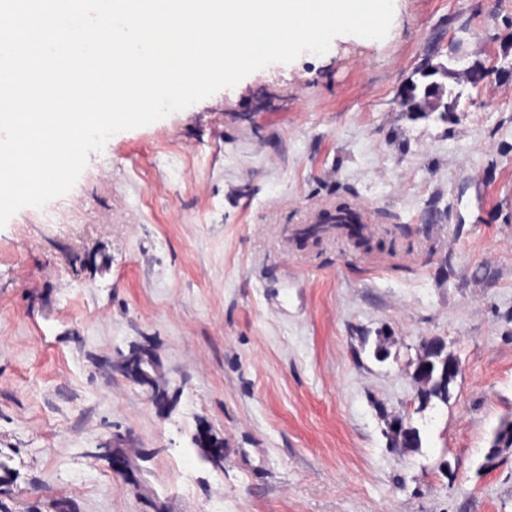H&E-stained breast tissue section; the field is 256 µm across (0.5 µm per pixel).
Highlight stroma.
<instances>
[{
	"label": "stroma",
	"instance_id": "stroma-1",
	"mask_svg": "<svg viewBox=\"0 0 512 512\" xmlns=\"http://www.w3.org/2000/svg\"><path fill=\"white\" fill-rule=\"evenodd\" d=\"M451 53L484 79L407 111ZM346 204L381 247L299 240ZM51 206L0 228V512H512V448L487 460L512 420V0H394L384 39L113 135ZM425 338L463 371L421 411ZM139 346L164 409L114 368Z\"/></svg>",
	"mask_w": 512,
	"mask_h": 512
}]
</instances>
